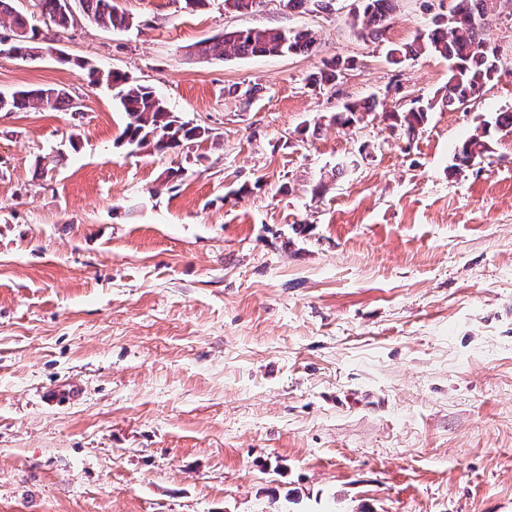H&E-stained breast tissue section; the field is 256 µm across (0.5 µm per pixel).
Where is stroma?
<instances>
[{
  "mask_svg": "<svg viewBox=\"0 0 512 512\" xmlns=\"http://www.w3.org/2000/svg\"><path fill=\"white\" fill-rule=\"evenodd\" d=\"M115 3L134 28L80 16L41 59L0 54V94L77 106L0 112V512H512V131L454 168L512 111V10L483 30L499 78L408 135L391 113L449 63L387 51L450 0H395L378 40L351 25L361 0ZM247 28L318 43L198 54ZM82 60L212 139L122 144ZM316 43V33L308 29L294 33L276 28L242 29L202 41L198 52L220 60H232L309 53ZM76 108L69 94L61 88L48 87L36 90L20 89L10 96H0V112L15 110L68 111ZM376 107L375 102L364 101L363 103H350L343 107L341 112H338L330 117V122L335 125L347 126L355 122H360L372 112ZM490 132V123L484 122L475 133L466 139L456 153L458 168L467 167L471 161H476L488 151L487 136Z\"/></svg>",
  "mask_w": 512,
  "mask_h": 512,
  "instance_id": "1",
  "label": "stroma"
}]
</instances>
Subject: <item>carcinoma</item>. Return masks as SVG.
Segmentation results:
<instances>
[{"label": "carcinoma", "mask_w": 512, "mask_h": 512, "mask_svg": "<svg viewBox=\"0 0 512 512\" xmlns=\"http://www.w3.org/2000/svg\"><path fill=\"white\" fill-rule=\"evenodd\" d=\"M450 13L453 20L446 26L436 25L424 37H417L413 43L394 46L388 50L387 60L393 65L407 58L425 54H437L447 59L451 66L448 81L444 87L441 103L450 107L463 105L478 96L483 87L498 74L495 63L496 53L481 37L486 21L484 16L493 12V0H451ZM79 4L83 15L96 25L112 28H129L130 18L112 5V0H38L37 7L42 17L50 24L54 36L65 33L74 24V4ZM394 0H362L361 11L353 14V25L370 36H379L388 28ZM0 24L9 25L12 32L22 31V38L0 53H7L23 59L41 58L43 50L51 49L39 42V34L28 18L18 12L15 0H0ZM317 43L316 33L310 30L288 31L276 28L242 29L228 31L199 43V52L220 60L240 59L251 56H283L309 53ZM78 66L88 70L92 81L112 83L116 97L127 115V123L120 136L122 142L138 149L153 148L166 151L185 143L200 142L210 138V129L201 125L179 120L168 108L165 100L153 88L144 84H130L119 72L112 78H99L98 71L86 62ZM342 73L341 63L336 61L326 70L310 75L311 84L325 85L335 82ZM438 102L431 98L417 99L405 113H391V116L411 134L422 126ZM376 107V103H350L343 110L330 117V122L340 126L351 125L365 118ZM75 108L69 94L56 87L36 90L20 89L10 96H0V112L15 110L68 111ZM490 123L485 122L474 134L466 139L456 153L459 165L466 167L470 162L482 158L488 151L487 136Z\"/></svg>", "instance_id": "1"}]
</instances>
